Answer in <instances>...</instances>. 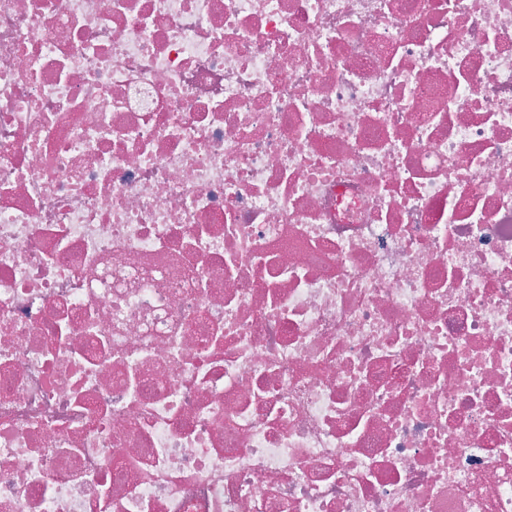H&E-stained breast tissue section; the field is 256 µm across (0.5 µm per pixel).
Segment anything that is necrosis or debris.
Instances as JSON below:
<instances>
[{
	"label": "necrosis or debris",
	"instance_id": "1",
	"mask_svg": "<svg viewBox=\"0 0 512 512\" xmlns=\"http://www.w3.org/2000/svg\"><path fill=\"white\" fill-rule=\"evenodd\" d=\"M0 512H512V0H0Z\"/></svg>",
	"mask_w": 512,
	"mask_h": 512
}]
</instances>
